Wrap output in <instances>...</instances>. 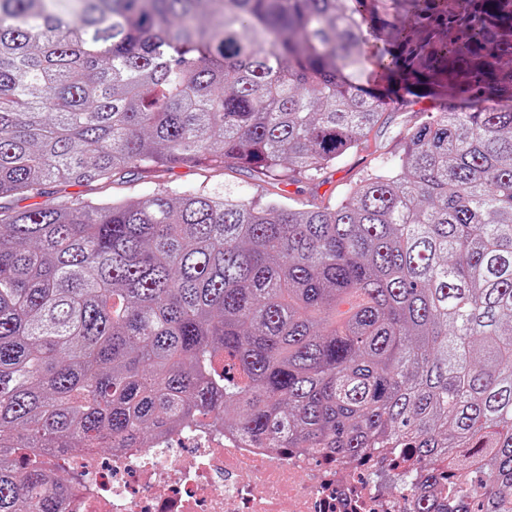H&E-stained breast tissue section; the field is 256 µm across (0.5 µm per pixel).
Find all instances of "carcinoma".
Returning a JSON list of instances; mask_svg holds the SVG:
<instances>
[{
  "label": "carcinoma",
  "instance_id": "obj_1",
  "mask_svg": "<svg viewBox=\"0 0 512 512\" xmlns=\"http://www.w3.org/2000/svg\"><path fill=\"white\" fill-rule=\"evenodd\" d=\"M426 2L0 0V512H66L45 452L207 419L351 460L399 449L406 512H512V105L484 92L512 99V68L467 35L448 50ZM370 3L412 22L388 69L470 105L336 207L166 187L9 203L202 160L320 175L385 110L363 82Z\"/></svg>",
  "mask_w": 512,
  "mask_h": 512
}]
</instances>
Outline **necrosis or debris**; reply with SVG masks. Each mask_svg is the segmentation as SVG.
<instances>
[{
    "label": "necrosis or debris",
    "instance_id": "1",
    "mask_svg": "<svg viewBox=\"0 0 512 512\" xmlns=\"http://www.w3.org/2000/svg\"><path fill=\"white\" fill-rule=\"evenodd\" d=\"M50 467L75 484L67 512H405L378 474L390 460L350 465L302 448L258 447L222 427L194 424L151 448L98 455L52 452Z\"/></svg>",
    "mask_w": 512,
    "mask_h": 512
}]
</instances>
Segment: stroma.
Listing matches in <instances>:
<instances>
[{
  "label": "stroma",
  "mask_w": 512,
  "mask_h": 512,
  "mask_svg": "<svg viewBox=\"0 0 512 512\" xmlns=\"http://www.w3.org/2000/svg\"><path fill=\"white\" fill-rule=\"evenodd\" d=\"M389 81L394 97L368 134L366 143L343 157L319 178L310 179L292 174L288 179L269 183L259 180L250 170L238 165L215 169L201 164L192 168L177 167L161 172L146 169L128 174L115 181L109 193L117 198L134 201L160 186L169 185L180 189H204L260 205L267 202L270 193L276 192L297 207L312 202L335 206L349 186L401 152L403 137L409 128L421 123L428 113L442 106L437 96L405 84L397 75H390Z\"/></svg>",
  "instance_id": "1"
}]
</instances>
